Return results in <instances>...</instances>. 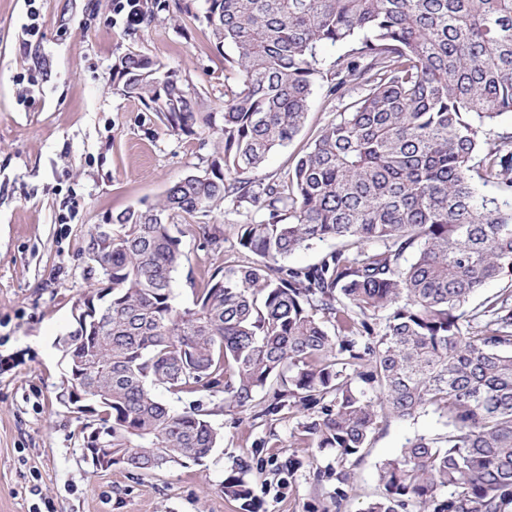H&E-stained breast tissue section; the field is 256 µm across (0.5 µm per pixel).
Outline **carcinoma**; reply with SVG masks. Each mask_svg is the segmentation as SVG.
<instances>
[{
  "mask_svg": "<svg viewBox=\"0 0 512 512\" xmlns=\"http://www.w3.org/2000/svg\"><path fill=\"white\" fill-rule=\"evenodd\" d=\"M205 18L233 84L221 126L198 94L152 58L129 53L112 82L173 129L217 128L209 172L173 182L155 203L112 216L106 249L87 254L107 291L102 314L64 336L61 402L83 397L84 456L150 474L199 464L219 433L197 411L152 391L224 394L250 408L278 379L264 413H306L298 441L340 462L379 423L431 407L447 435L407 440L384 461L385 493L365 512H512V0H206ZM346 52L321 67L325 45ZM359 95L325 125L280 183L246 174L304 127L316 85ZM246 203L264 213L236 226L242 257L173 303L181 266L173 219ZM318 262L282 261L316 241ZM255 258H250V255ZM508 292L467 309L490 282ZM368 385H353V378ZM224 494L246 500L243 478Z\"/></svg>",
  "mask_w": 512,
  "mask_h": 512,
  "instance_id": "obj_1",
  "label": "carcinoma"
}]
</instances>
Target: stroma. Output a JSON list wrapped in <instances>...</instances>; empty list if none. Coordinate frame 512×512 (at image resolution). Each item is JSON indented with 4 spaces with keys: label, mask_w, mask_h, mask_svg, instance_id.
Wrapping results in <instances>:
<instances>
[{
    "label": "stroma",
    "mask_w": 512,
    "mask_h": 512,
    "mask_svg": "<svg viewBox=\"0 0 512 512\" xmlns=\"http://www.w3.org/2000/svg\"><path fill=\"white\" fill-rule=\"evenodd\" d=\"M38 36H28L24 0H0V512H363L384 487L379 466L417 435H446L434 410L390 417L360 457L338 464L331 448L296 444L303 414L258 415L274 386L248 410L223 395H156L178 411L202 406L220 438L202 463L141 475L123 465L97 471L84 458L80 424L60 403L65 369L58 346L101 281L86 255L93 225L157 201L188 173L205 170L221 147L217 130H173L140 101L121 95L112 67L135 51L176 72L204 111H224V56L205 19V0H166L155 19L128 29L111 0H40ZM35 71L38 81L18 83ZM315 88L307 121L271 151L253 177L283 180L298 153L343 111ZM225 206L179 218L185 258L173 274L178 308L216 267L238 259L235 227L256 217ZM221 229L220 247L210 242ZM345 471L337 483V471ZM240 476L251 496L224 494Z\"/></svg>",
    "instance_id": "stroma-1"
}]
</instances>
